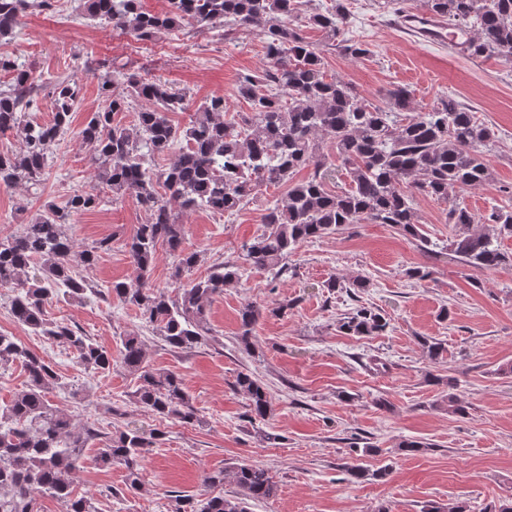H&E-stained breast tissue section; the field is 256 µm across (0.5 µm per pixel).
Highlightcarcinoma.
I'll list each match as a JSON object with an SVG mask.
<instances>
[{"label": "carcinoma", "mask_w": 512, "mask_h": 512, "mask_svg": "<svg viewBox=\"0 0 512 512\" xmlns=\"http://www.w3.org/2000/svg\"><path fill=\"white\" fill-rule=\"evenodd\" d=\"M80 2L87 17L139 40L184 22L230 30L257 27L267 39L262 72L243 74L237 84L249 111L226 119L224 96L213 95L183 128L169 119L172 112L188 110L183 90L114 63L102 62L93 72L104 106L92 113L81 138L92 153L96 179L112 198L131 197L147 214L146 223L124 243L138 278L113 283L112 298L140 310L168 347L191 350L205 343L211 336L208 304L239 280V268L227 264L204 278H191L200 255L184 248L185 225L171 208L172 200L184 211L205 207L231 215L257 187L288 184L284 203L262 217L265 231L243 246L249 265L280 272L297 242L363 222L386 224L431 251L414 207L415 198L423 195L448 204V249L461 260L477 270L512 266V254L498 246L499 238L512 236V210L494 207L477 217L456 199L458 192L489 182L485 153L495 142V131L453 97L419 109L409 90L397 87L374 104L352 83L328 77L323 48L334 46L352 58L369 53L362 42L343 37L349 17L345 0L309 14L301 12L299 0H167L162 14L143 11L139 0ZM28 7L29 0H0V38L13 32ZM424 7L448 27L471 33L460 52L472 57L494 53L512 65V0H424ZM308 27L322 32V46L306 40L303 29ZM0 71L14 74L13 86L0 91V133L8 132L22 144L18 153L0 152V187L23 183L38 191L47 179L53 148L69 128L81 87L69 78L46 82L1 55ZM43 92L52 99L53 119L38 124L27 113L38 109ZM131 99L145 107L135 113V123L125 125L117 116L128 111ZM182 140L186 147H177ZM326 146L335 154L324 152ZM155 154L167 157V167L158 173L144 167L145 157ZM306 167L313 169L310 177L293 180ZM341 177L344 185L338 190L327 188ZM100 203L94 192L75 193L62 206L46 201L20 231L0 234V288L14 293V321L61 344L77 363L97 373L112 369V353L79 327L45 318L44 311L55 298L80 302L95 293L74 274L73 257L92 266L112 249V238L77 252L63 227L73 215ZM161 247L173 257V276H189L173 297L147 277ZM37 260L42 261L38 268ZM325 287L354 297L367 281L331 278ZM261 315L251 303L239 310L237 340L247 352ZM388 326L378 309L364 305L338 321L347 336L379 335ZM419 345L432 361L447 352L434 337L419 338ZM119 363L137 379L133 398L144 411L185 424L199 420L182 377L152 367L141 336L120 337ZM15 364L24 370L27 384L0 405V512H38L39 496L55 499L61 512H97L91 497L73 489L87 448L96 449V464L124 470L129 491L142 487L143 467L158 447L159 435L130 427L104 433L94 423L77 425L73 415L50 399L59 384L54 365L0 333V368ZM234 390L246 395L250 421L271 416L267 387L252 373H238ZM204 482L213 488L233 484L238 491L200 501L178 495L173 512H248L249 502L269 500L278 491L266 468L249 463L209 472Z\"/></svg>", "instance_id": "carcinoma-1"}]
</instances>
